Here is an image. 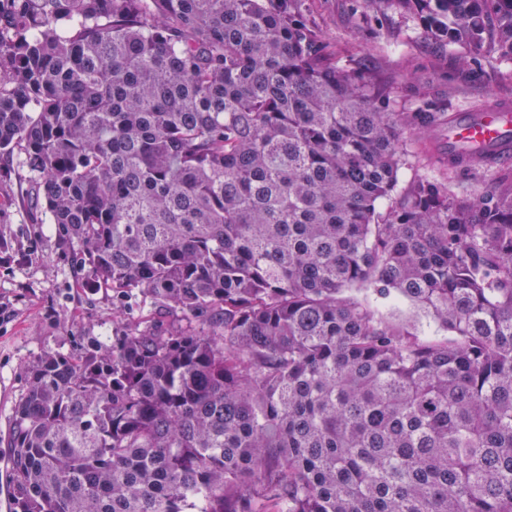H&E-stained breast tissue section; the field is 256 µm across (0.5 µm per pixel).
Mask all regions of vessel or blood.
<instances>
[{
	"label": "vessel or blood",
	"instance_id": "b4317fda",
	"mask_svg": "<svg viewBox=\"0 0 512 512\" xmlns=\"http://www.w3.org/2000/svg\"><path fill=\"white\" fill-rule=\"evenodd\" d=\"M491 149L497 158L512 157V104H489L476 112L461 111L448 120V151L462 147Z\"/></svg>",
	"mask_w": 512,
	"mask_h": 512
}]
</instances>
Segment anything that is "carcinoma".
<instances>
[{
  "label": "carcinoma",
  "mask_w": 512,
  "mask_h": 512,
  "mask_svg": "<svg viewBox=\"0 0 512 512\" xmlns=\"http://www.w3.org/2000/svg\"><path fill=\"white\" fill-rule=\"evenodd\" d=\"M309 2L0 0V173L199 321L36 358L15 512H512V181L397 194L446 105L392 111ZM371 2L512 60V0Z\"/></svg>",
  "instance_id": "carcinoma-1"
}]
</instances>
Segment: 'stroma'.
<instances>
[{"label": "stroma", "instance_id": "obj_1", "mask_svg": "<svg viewBox=\"0 0 512 512\" xmlns=\"http://www.w3.org/2000/svg\"><path fill=\"white\" fill-rule=\"evenodd\" d=\"M311 7L330 52L350 72L384 86L397 111L416 108L420 87L458 110L512 100L511 63L477 55L459 67L467 46L432 40L412 17L375 11L368 0H311ZM26 188L19 169L0 181V512H13L4 450L25 366L49 350L87 352L120 325L175 330L189 323L142 295L118 298L105 282L82 284L71 253L54 225L41 222Z\"/></svg>", "mask_w": 512, "mask_h": 512}]
</instances>
